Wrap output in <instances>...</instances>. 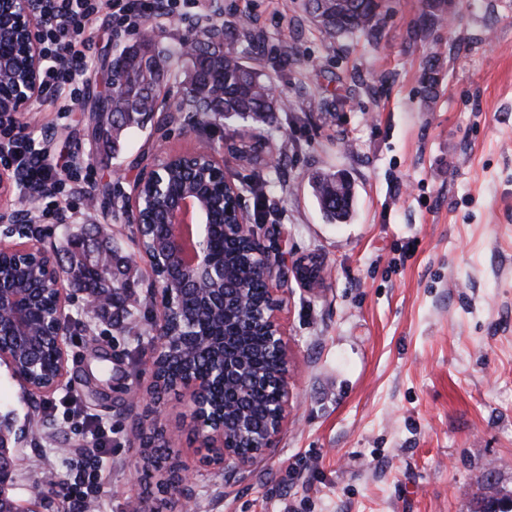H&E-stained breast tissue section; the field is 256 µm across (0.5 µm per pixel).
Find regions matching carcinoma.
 Instances as JSON below:
<instances>
[{"label":"carcinoma","mask_w":512,"mask_h":512,"mask_svg":"<svg viewBox=\"0 0 512 512\" xmlns=\"http://www.w3.org/2000/svg\"><path fill=\"white\" fill-rule=\"evenodd\" d=\"M305 7L318 26L328 35L370 36L376 30L383 0H305ZM204 28L197 35L192 51L183 45L164 46L152 38L140 39L126 46L113 59L112 69V142L123 133L145 128L157 111V93L161 86L181 80L186 98L180 110L190 114L202 102L207 111L193 112L201 119L221 120L236 117L255 122H273L283 109V100L274 97L271 78L263 69L252 66L249 55L258 53L253 39L242 40L235 29L224 28V42L217 43ZM311 188L320 209L332 224H344L350 218L353 204L351 182L338 173L316 174ZM255 200L254 223H262L269 211V184L264 179L245 185ZM214 248L227 263L245 267L246 245L216 233ZM61 250L67 255L68 270L74 272L73 286L88 295L106 291L112 295L113 307L120 308L127 300L128 277L125 257L112 249L111 257L101 264L90 261L81 249L70 247V238L63 239ZM255 348L253 365L267 372L275 366V355L255 331L249 337ZM151 434L141 436L143 447L150 449L148 466L155 470L174 471L167 449L154 446Z\"/></svg>","instance_id":"1"}]
</instances>
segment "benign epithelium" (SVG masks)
Here are the masks:
<instances>
[{
  "label": "benign epithelium",
  "mask_w": 512,
  "mask_h": 512,
  "mask_svg": "<svg viewBox=\"0 0 512 512\" xmlns=\"http://www.w3.org/2000/svg\"><path fill=\"white\" fill-rule=\"evenodd\" d=\"M45 0H0V72L15 75L22 70V80L11 79L10 94L0 92V126L17 125L45 96L42 73L46 54L37 26ZM112 116V95L99 98L92 112L94 123ZM204 156L214 170L224 171L223 151L215 145L186 150L160 146L151 167L141 173L133 194L123 196L120 212L134 227L139 255L149 272L151 297L155 307V340L151 365L161 358L181 357L187 352H204L213 369L205 374L189 369L178 378L174 388L186 398V407L200 447L211 449L208 463L226 475H245L258 461L277 447L288 424L290 354L281 321L282 294L288 281L284 262L273 259V249L258 237L236 184L225 182V194L218 196L202 189L198 197L184 188L161 189L153 202L165 217L166 231L162 245L151 241L143 246L152 225L143 222L141 190L145 183L162 184L161 173L174 161L189 166ZM48 187L25 189L18 172L0 169V256L14 258L6 271L0 270V362L7 364L24 389L32 396L50 394L60 389L67 374L68 313L71 298L70 276L58 260L59 249L44 247L42 234L26 207V193L45 192ZM227 213L228 226L238 238L252 243L250 263L254 275L264 283V300L257 304L246 288H224L229 277L224 262L212 248L207 225L216 214ZM307 262L293 267L295 279L306 291L318 289L323 272L312 273ZM197 310H227L240 321L266 336L276 346L279 363L266 373L252 367L247 353L232 347L236 330L217 331L207 324L196 325L188 336H172L168 326L184 306ZM55 349L50 380L40 383V353L47 344ZM246 381L252 386H274L278 400L274 407L256 417L240 408L239 394L233 386ZM10 434L0 430V512H21L4 489L12 477V458L8 451ZM192 474H175L170 484L176 488L178 512H190Z\"/></svg>",
  "instance_id": "benign-epithelium-1"
}]
</instances>
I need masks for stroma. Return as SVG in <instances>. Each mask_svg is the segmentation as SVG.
Listing matches in <instances>:
<instances>
[{
	"instance_id": "1",
	"label": "stroma",
	"mask_w": 512,
	"mask_h": 512,
	"mask_svg": "<svg viewBox=\"0 0 512 512\" xmlns=\"http://www.w3.org/2000/svg\"><path fill=\"white\" fill-rule=\"evenodd\" d=\"M190 15L156 22L165 44L211 22L259 35L287 107L274 127L232 120L204 134L179 126L128 135L120 152L92 136L110 89L116 39L97 22L82 94L72 111L34 106L26 137L62 169L34 204L45 246L66 236L111 241L128 261L124 328L69 306L67 376L32 398L0 364V416L38 441L10 445V495L62 485L43 512H156L144 490L138 419L170 429L173 462L193 474L195 512H478L512 497V0H453L431 22L428 0H386L374 38H333L304 0H186ZM438 55L436 94L423 62ZM225 146L224 176L270 183L260 234L277 231L287 261L318 255L322 288L289 281L282 321L292 357L290 415L273 452L243 479L211 469L185 430L180 392L130 403L151 382L153 312L132 227L112 211L131 192L159 141ZM344 172L354 212L328 223L309 187ZM110 451L90 454L96 432Z\"/></svg>"
}]
</instances>
